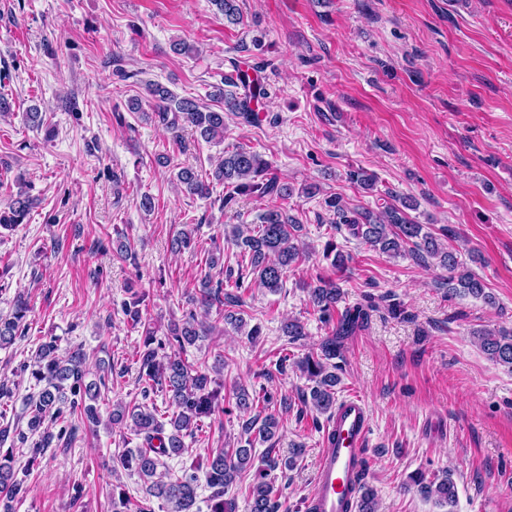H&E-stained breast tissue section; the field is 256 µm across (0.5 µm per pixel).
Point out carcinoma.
Returning a JSON list of instances; mask_svg holds the SVG:
<instances>
[{"label": "carcinoma", "mask_w": 512, "mask_h": 512, "mask_svg": "<svg viewBox=\"0 0 512 512\" xmlns=\"http://www.w3.org/2000/svg\"><path fill=\"white\" fill-rule=\"evenodd\" d=\"M224 20L231 24L242 23L243 16L239 0H211ZM232 71L224 77V87L218 96L224 98L221 111L208 110L192 99H178L160 83H148L147 91L153 103L155 118L173 135L174 143L180 150H186L181 130L188 125L195 129L207 143L224 142V115L231 113L246 124L259 122L262 99L265 90L256 78L233 61ZM177 179L190 195L207 197L210 195V182L224 184L228 192L224 194L222 207L235 201V196L245 192L256 193L260 197L286 198L291 189L280 184L271 175V164L258 153L244 146L224 152V157L211 169V176L204 177L196 170L182 167ZM32 205V200L21 188L17 191L8 208L0 211V228L10 229L24 223ZM325 206L334 211L339 223L348 227L350 234L374 249L392 256L406 251L423 262L430 259L448 271V294L451 296L470 295L481 298L492 305L495 299L486 292L480 277L470 269L468 262L477 258L469 256L464 261L456 250L443 248L424 226L412 220L405 209L387 204L379 212L368 209L347 210L338 197L325 198ZM301 224L282 209L267 210L261 224L256 229L243 232L232 230L234 244L242 256L249 257L254 282L258 286L275 292L282 286L284 274L292 265L305 259V253L294 244ZM219 258L212 255L208 272L201 278L198 292L188 295V300L205 310L221 308L224 321L241 329L245 326L242 316L243 302L224 288L244 287V274L224 271L218 268ZM217 273H212V270ZM309 302L319 312L323 322L332 325V335L319 346V350L307 353L295 362L297 369L309 382L308 393L303 395L304 409L298 419L307 413L313 414V425H319L318 416L330 415L336 409V374L338 365L332 360L340 357L341 339L352 333L366 312L363 307L346 308L336 314V304L342 299L343 291L339 283L320 279L307 288ZM28 305L19 296L15 301V311L10 317L0 318V347L12 344L19 332L20 323L26 316ZM208 335V330L197 320L196 310L183 314L181 321L170 325L166 340L154 336L150 328H145L143 348L138 351L140 365L139 381L143 402L118 403L112 409V421L129 422L133 432L142 437V446L130 449L118 458L119 465L138 474L146 484L148 495L161 498L171 505V512H194L200 480L212 489L210 496L211 512H234L233 504L224 500V492L241 482L247 472L254 471L253 483L249 486V512H278L282 496L281 490L268 479L263 469H253L252 435L269 441L279 429V419L272 415H258L245 419L241 425L246 436L245 445L239 448H208L205 459L185 468L179 475L158 472L165 466L163 459L179 457L185 450L184 438L202 426L203 419L213 415L218 407V390L213 383L208 367L200 362H190L181 356L186 348ZM481 351L489 360L512 371V328L497 331L474 333ZM31 377L38 391L26 400L27 426L32 432L41 431L40 438L33 444V452L40 453L50 447L55 436L43 428L45 422L67 423L79 419L84 426L91 428L100 422L98 403L101 388L106 386L105 375L85 381L84 356L79 350L67 357L57 353V345L50 341L37 350L31 369ZM158 390L165 395L172 410L168 422H163V414L155 406H148L144 400L150 392ZM236 408L246 414L267 406L273 401L271 393L251 394L244 389L232 391ZM171 430L165 431V425ZM418 490L435 503L454 512L458 492L453 478L449 475L441 479L425 480L423 474L411 477ZM23 490V482L18 480L11 466V458L0 457V508L12 512L13 502ZM375 494L366 484H361L355 501L354 512H376Z\"/></svg>", "instance_id": "carcinoma-1"}]
</instances>
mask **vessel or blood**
Listing matches in <instances>:
<instances>
[{
	"label": "vessel or blood",
	"mask_w": 512,
	"mask_h": 512,
	"mask_svg": "<svg viewBox=\"0 0 512 512\" xmlns=\"http://www.w3.org/2000/svg\"><path fill=\"white\" fill-rule=\"evenodd\" d=\"M370 418L365 401L343 400L329 424V437L307 500V512H347L357 496L366 458Z\"/></svg>",
	"instance_id": "b4317fda"
}]
</instances>
